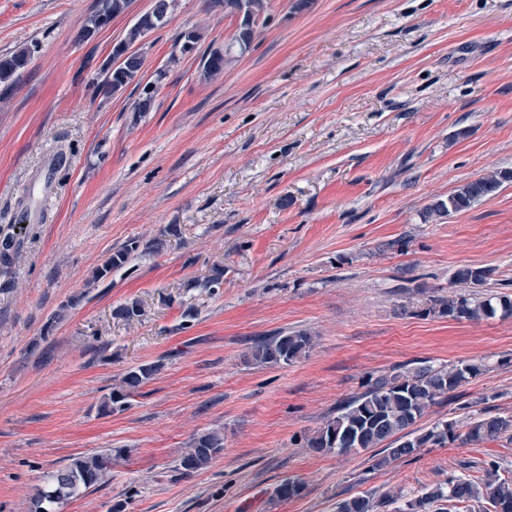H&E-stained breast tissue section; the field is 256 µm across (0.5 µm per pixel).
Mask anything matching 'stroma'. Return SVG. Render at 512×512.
Here are the masks:
<instances>
[{
	"mask_svg": "<svg viewBox=\"0 0 512 512\" xmlns=\"http://www.w3.org/2000/svg\"><path fill=\"white\" fill-rule=\"evenodd\" d=\"M267 0L250 47L222 73L202 57L240 18L222 0H172L166 24L135 44L144 65L118 95L87 84L112 63L153 0L91 39L99 0H0V56L28 65L0 83V232L33 220L20 259L0 267V512H29L48 473L121 449L104 488L59 512H335L339 500L407 501L451 475L512 480V438L451 442L373 468V449L305 448L370 377L424 362L481 361L418 431L512 415V317L427 314L453 272L512 280V182L438 218L433 201L512 169V0ZM201 40L182 53L178 40ZM149 111L136 103L146 83ZM181 238H164L167 225ZM163 239L105 280L118 249ZM224 274L217 294L195 283ZM84 293L63 319L58 306ZM138 299L139 321L115 319ZM195 306L186 318V306ZM306 330L293 365L249 361L256 337ZM162 369L120 413L99 407L131 366ZM224 433L206 470L178 478L191 439ZM286 478L304 482L288 501Z\"/></svg>",
	"mask_w": 512,
	"mask_h": 512,
	"instance_id": "stroma-1",
	"label": "stroma"
}]
</instances>
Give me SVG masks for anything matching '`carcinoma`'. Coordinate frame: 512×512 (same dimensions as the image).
Returning a JSON list of instances; mask_svg holds the SVG:
<instances>
[{
    "mask_svg": "<svg viewBox=\"0 0 512 512\" xmlns=\"http://www.w3.org/2000/svg\"><path fill=\"white\" fill-rule=\"evenodd\" d=\"M128 0H100L98 9L82 30V37L98 31L112 21V17L124 12ZM169 0H154L153 7L143 13L129 30L122 44L131 46L145 33L165 23ZM266 0H224V12L241 18L235 42L240 52H245L253 39V27L266 11ZM231 47L213 50L203 59L208 75L224 71L226 57ZM31 50L23 48L0 57V83L11 81L29 61ZM143 66L138 54L131 55L123 69L108 74L100 82L91 81L94 91L114 96L132 81ZM512 181V171L501 170L464 184L427 208L430 215L447 216L471 207L475 202L495 193L500 186ZM140 243L131 241L114 252L93 275L97 281L108 277L112 271L127 264ZM19 255L15 235L0 238V266L8 268ZM493 270L484 267L464 266L452 276V285L479 288L491 279ZM425 313L448 317L455 321H478L512 317V294L500 292L483 297L473 294L451 293L431 301ZM143 314L139 301L134 300L117 306L113 316L133 322ZM313 346V336L303 331L281 332L269 338H258L250 347L251 360L270 366H290L305 357ZM163 367V362L139 364L128 368L118 380L99 411L114 414L127 409L130 398L150 381ZM484 364L462 361L447 367L400 365L373 381H368L364 391L349 397L336 407V415L305 439V447L315 453L345 454L352 449H381L383 456L374 460L373 467L380 468L392 461L411 456L423 448L442 445L448 440L460 439L465 443H477L485 439L512 434V416H500L486 411L467 425L464 433L457 432L452 421H441L430 430L412 435L409 431L425 410L435 401L454 393L468 379L483 370ZM224 452V434L210 431L196 436L190 447L181 455L175 471L190 476L208 468ZM501 466L495 459L485 462L484 479L473 482L460 476H450L444 483L425 489V492L407 500L399 512H430V507L443 501L465 502L487 500L493 512H512V481L500 478ZM112 477V452L92 454L73 459L69 464L47 477L45 487L38 489L31 500L30 512H56V508L88 491H96ZM304 490V484L294 479H284L273 490V497L280 501L295 498ZM383 503L372 498L352 497L336 505V512H375Z\"/></svg>",
    "mask_w": 512,
    "mask_h": 512,
    "instance_id": "carcinoma-1",
    "label": "carcinoma"
}]
</instances>
